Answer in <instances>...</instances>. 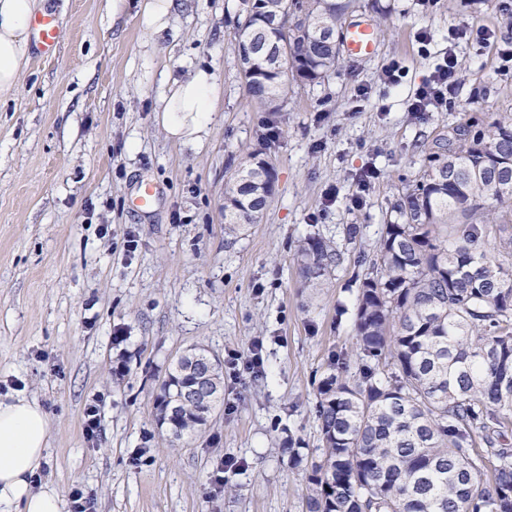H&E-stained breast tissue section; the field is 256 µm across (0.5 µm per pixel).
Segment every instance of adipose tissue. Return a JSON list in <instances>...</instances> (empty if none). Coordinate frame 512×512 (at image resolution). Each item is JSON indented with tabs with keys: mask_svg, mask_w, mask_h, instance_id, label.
Listing matches in <instances>:
<instances>
[{
	"mask_svg": "<svg viewBox=\"0 0 512 512\" xmlns=\"http://www.w3.org/2000/svg\"><path fill=\"white\" fill-rule=\"evenodd\" d=\"M38 0H0V98L13 94L29 61V20ZM220 89L210 69L168 82L158 101L171 140L198 145L208 134ZM48 419L21 394L0 399V512H62L59 492L35 487L45 460Z\"/></svg>",
	"mask_w": 512,
	"mask_h": 512,
	"instance_id": "adipose-tissue-1",
	"label": "adipose tissue"
}]
</instances>
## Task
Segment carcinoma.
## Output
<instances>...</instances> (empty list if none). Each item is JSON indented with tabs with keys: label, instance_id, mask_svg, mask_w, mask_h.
I'll list each match as a JSON object with an SVG mask.
<instances>
[{
	"label": "carcinoma",
	"instance_id": "cac0c4a2",
	"mask_svg": "<svg viewBox=\"0 0 512 512\" xmlns=\"http://www.w3.org/2000/svg\"><path fill=\"white\" fill-rule=\"evenodd\" d=\"M355 0H239L237 56L262 84L248 88L261 112H279L290 78L249 38L288 48L303 81L336 69L337 35ZM305 15L281 24L283 9ZM436 136L421 174L392 206L373 272L356 297L355 374L332 355L316 387L320 454L310 463L305 512H512V269L484 253L489 224L512 223V120L486 114ZM272 180L250 156L226 194L224 231L257 224ZM312 288L340 262L329 241L297 250ZM224 393L222 364L199 369L188 354L157 398L171 441L198 432ZM491 478L485 479V469Z\"/></svg>",
	"mask_w": 512,
	"mask_h": 512
}]
</instances>
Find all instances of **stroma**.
Masks as SVG:
<instances>
[{"label":"stroma","instance_id":"obj_1","mask_svg":"<svg viewBox=\"0 0 512 512\" xmlns=\"http://www.w3.org/2000/svg\"><path fill=\"white\" fill-rule=\"evenodd\" d=\"M139 2L44 0L65 38L55 57L31 53L0 104V397L37 400L49 420L42 482L90 493L96 512H303L316 385L332 352L355 351L357 288L392 205L438 134L473 112L512 118V61L496 51L512 45V0H357L351 18L375 27L376 55L293 81L268 143L234 53L238 0H183L159 37L141 28ZM464 23L497 44L451 39ZM450 52L446 104L412 111ZM198 66L222 92L191 148L165 136L156 103L166 77ZM255 151L273 163L274 195L260 223L225 234L224 189ZM144 182L157 190L148 212L133 195ZM309 237L341 253L316 289L295 255ZM258 339L264 374L225 368L206 429L170 442L156 403L174 360L194 346L223 360ZM292 439L306 463L290 462Z\"/></svg>","mask_w":512,"mask_h":512}]
</instances>
